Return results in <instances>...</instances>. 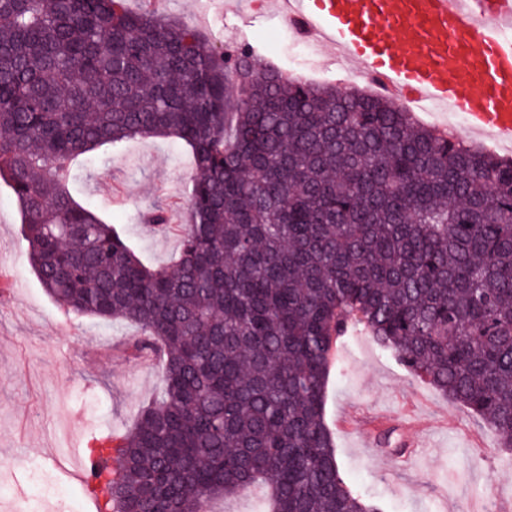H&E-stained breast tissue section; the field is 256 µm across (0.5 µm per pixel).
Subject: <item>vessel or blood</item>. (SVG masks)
<instances>
[{"mask_svg":"<svg viewBox=\"0 0 512 512\" xmlns=\"http://www.w3.org/2000/svg\"><path fill=\"white\" fill-rule=\"evenodd\" d=\"M385 94L451 107L512 143V0H275Z\"/></svg>","mask_w":512,"mask_h":512,"instance_id":"b4317fda","label":"vessel or blood"}]
</instances>
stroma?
Here are the masks:
<instances>
[{
	"mask_svg": "<svg viewBox=\"0 0 512 512\" xmlns=\"http://www.w3.org/2000/svg\"><path fill=\"white\" fill-rule=\"evenodd\" d=\"M272 0H129L134 11L180 19L217 50L246 52L261 65L351 88L363 76L329 48L310 46ZM194 173L190 154L169 138H144L96 151L73 184L117 224L152 264L176 255ZM168 225L137 219L151 205ZM0 512H73L83 501L68 475L101 436L133 427L140 405L164 381L160 359L134 360L125 341L138 329L122 320L75 317L46 294L31 269L21 214L0 182ZM340 373L331 375L325 419L341 469L382 512H449L456 499L493 490L495 512H512V448L496 432L426 381L410 374L368 333L337 344ZM420 425L417 451L400 422Z\"/></svg>",
	"mask_w": 512,
	"mask_h": 512,
	"instance_id": "stroma-1",
	"label": "stroma"
}]
</instances>
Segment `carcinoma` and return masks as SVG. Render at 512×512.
I'll list each match as a JSON object with an SVG mask.
<instances>
[{
    "label": "carcinoma",
    "instance_id": "carcinoma-1",
    "mask_svg": "<svg viewBox=\"0 0 512 512\" xmlns=\"http://www.w3.org/2000/svg\"><path fill=\"white\" fill-rule=\"evenodd\" d=\"M154 136L195 168L165 267L71 192L81 156ZM0 180L47 294L163 360L117 448L87 449L108 512L256 485L268 512H379L325 422L350 320L512 448V159L126 0H0Z\"/></svg>",
    "mask_w": 512,
    "mask_h": 512
}]
</instances>
